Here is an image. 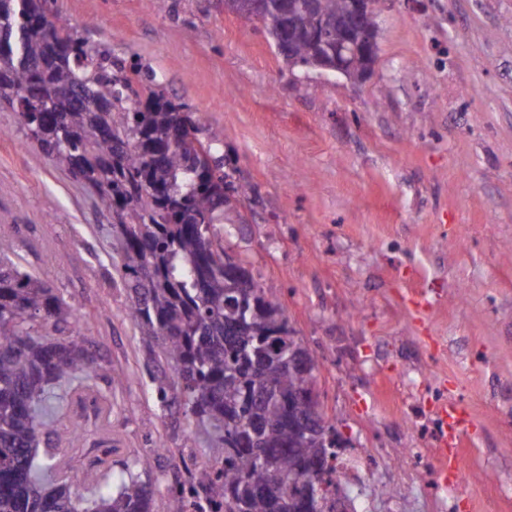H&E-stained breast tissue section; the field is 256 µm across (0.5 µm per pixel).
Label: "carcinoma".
Returning <instances> with one entry per match:
<instances>
[{
  "label": "carcinoma",
  "mask_w": 512,
  "mask_h": 512,
  "mask_svg": "<svg viewBox=\"0 0 512 512\" xmlns=\"http://www.w3.org/2000/svg\"><path fill=\"white\" fill-rule=\"evenodd\" d=\"M55 0H0V103L54 164L84 181L112 212L127 314L146 343L171 364L178 404L209 438L218 465L168 487V512H307L306 487L327 486L317 512L336 509V455L326 476L304 462L327 448H288V394L310 384L283 357L267 360L264 391L251 372L255 353L288 329L279 301L253 277L233 293L224 272L220 224L242 220L247 197L224 171L223 132L205 130L160 89L155 72L125 62L60 20ZM348 0H318L298 13L310 29L329 26ZM280 0L260 29L282 40ZM313 40L295 47L291 69L309 70ZM81 86L84 100L75 102ZM209 162L201 163L198 148ZM0 238V512H153V491L135 459L112 480V434L91 382L123 379L84 346L78 312L48 280L21 269ZM51 325L66 338H49ZM72 386L75 410L58 424L54 387Z\"/></svg>",
  "instance_id": "obj_1"
}]
</instances>
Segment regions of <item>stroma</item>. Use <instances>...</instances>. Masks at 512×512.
<instances>
[{
  "instance_id": "35a3bbf8",
  "label": "stroma",
  "mask_w": 512,
  "mask_h": 512,
  "mask_svg": "<svg viewBox=\"0 0 512 512\" xmlns=\"http://www.w3.org/2000/svg\"><path fill=\"white\" fill-rule=\"evenodd\" d=\"M55 7L223 131L233 179L251 188L224 247L316 357L357 512H512V0H380L375 73L356 84L289 70L224 0ZM111 222L0 106V237L124 376L96 382L112 470L150 459L154 512H167V485L216 456L179 406L161 407L171 366L127 317ZM450 399L469 415L462 483L436 455Z\"/></svg>"
}]
</instances>
